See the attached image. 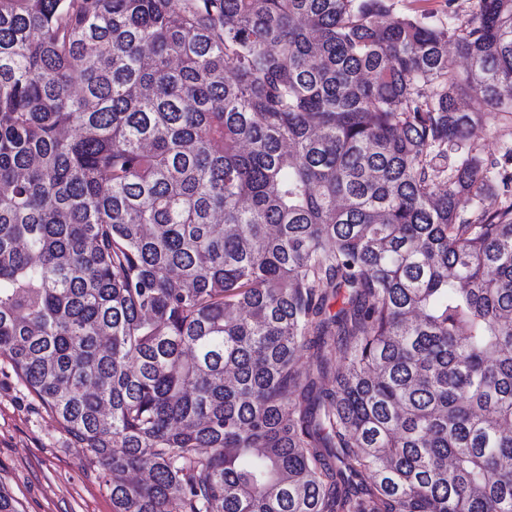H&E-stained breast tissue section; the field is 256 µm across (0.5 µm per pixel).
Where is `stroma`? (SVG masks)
<instances>
[{"mask_svg":"<svg viewBox=\"0 0 512 512\" xmlns=\"http://www.w3.org/2000/svg\"><path fill=\"white\" fill-rule=\"evenodd\" d=\"M395 14L465 23L475 0H392ZM0 489L19 512H112L107 476L0 357Z\"/></svg>","mask_w":512,"mask_h":512,"instance_id":"obj_1","label":"stroma"}]
</instances>
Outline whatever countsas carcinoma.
I'll list each match as a JSON object with an SVG mask.
<instances>
[{"mask_svg": "<svg viewBox=\"0 0 512 512\" xmlns=\"http://www.w3.org/2000/svg\"><path fill=\"white\" fill-rule=\"evenodd\" d=\"M476 4L0 0V356L113 512H512V145L470 137L512 0ZM476 0H453L448 7L445 0H391L393 12L397 15L408 14L426 16L429 20L447 22L448 17L456 26L464 24L475 9Z\"/></svg>", "mask_w": 512, "mask_h": 512, "instance_id": "cac0c4a2", "label": "carcinoma"}]
</instances>
